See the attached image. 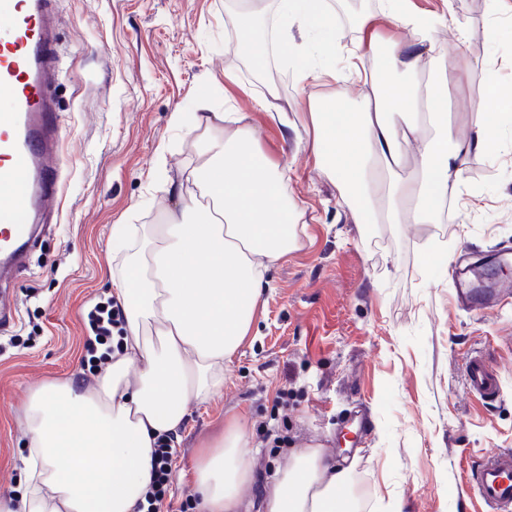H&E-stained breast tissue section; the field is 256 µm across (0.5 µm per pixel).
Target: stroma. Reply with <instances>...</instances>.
I'll use <instances>...</instances> for the list:
<instances>
[{"label": "stroma", "mask_w": 512, "mask_h": 512, "mask_svg": "<svg viewBox=\"0 0 512 512\" xmlns=\"http://www.w3.org/2000/svg\"><path fill=\"white\" fill-rule=\"evenodd\" d=\"M421 11L450 12L437 35L447 61L470 70L448 87L447 119L469 140L482 116L470 104L497 73L512 96V10L487 0H412ZM336 59L358 42L351 0H330ZM227 0H52L58 74L52 102L62 128L55 180L60 208L36 234L28 259L0 281L16 310L0 323V493L24 485L17 419L30 388L56 380L91 382L111 350L88 325L95 305L112 301V227L161 224L179 211L166 193L197 162L174 113L192 122L200 107L243 112L266 154L290 169L288 195L304 211L297 250L271 265L249 336L224 363V388L189 405L177 437L166 500L196 512L192 493L203 444L239 418L249 434L252 484L260 504L288 452L318 446L332 463L352 466L356 512H474L465 478L481 452L512 449V303L485 312L458 310L448 266L462 250L489 258L512 248V122L502 140L470 157L460 173L462 206L443 224H359L334 179L311 150L310 100L358 93V79L302 83L274 63L257 83L226 15ZM295 121L281 135L260 108L269 85ZM490 350L502 396L470 397L464 361ZM366 402L372 427L363 453L348 410Z\"/></svg>", "instance_id": "1"}]
</instances>
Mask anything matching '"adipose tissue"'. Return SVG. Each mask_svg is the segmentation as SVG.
Here are the masks:
<instances>
[{
	"label": "adipose tissue",
	"instance_id": "ef3b65f1",
	"mask_svg": "<svg viewBox=\"0 0 512 512\" xmlns=\"http://www.w3.org/2000/svg\"><path fill=\"white\" fill-rule=\"evenodd\" d=\"M229 17L238 50L257 78L272 56L300 81L335 77L323 51L336 43L329 0H235ZM444 14L414 11L409 0H385L362 18L353 58H370L368 88L350 109L342 94L310 105L311 147L337 183L356 223L439 224L449 198L462 192L469 155L497 147L512 99L488 84L484 114L470 141L448 130V83L471 67L445 64L436 52ZM386 26L412 33L401 40ZM310 40L294 49L290 32ZM198 143V162L179 186L182 208L166 224H116L112 250L122 253L112 293L126 326L121 348L91 385L71 380L31 392L18 427L26 456L24 492L0 496V512H137L152 480L154 444L178 434L190 403L224 385V363L248 336L269 264L300 245L302 211L287 193L288 170L258 147L241 112L174 115ZM414 156V175L373 188L374 169ZM246 431L231 419L221 438L199 452L198 512H237L253 480ZM349 469L326 464L321 448L292 450L263 499L264 512H338L336 492Z\"/></svg>",
	"mask_w": 512,
	"mask_h": 512
}]
</instances>
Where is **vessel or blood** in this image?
Returning a JSON list of instances; mask_svg holds the SVG:
<instances>
[{"label":"vessel or blood","mask_w":512,"mask_h":512,"mask_svg":"<svg viewBox=\"0 0 512 512\" xmlns=\"http://www.w3.org/2000/svg\"><path fill=\"white\" fill-rule=\"evenodd\" d=\"M50 0H0V275L8 276L26 252L35 224L56 201L53 188L59 132L51 110L54 37ZM475 264L460 257L449 268L459 306L493 309L512 300V287L480 285ZM469 395L492 402L501 375L486 355L465 365ZM485 512H512V450L485 453L468 473Z\"/></svg>","instance_id":"1"}]
</instances>
